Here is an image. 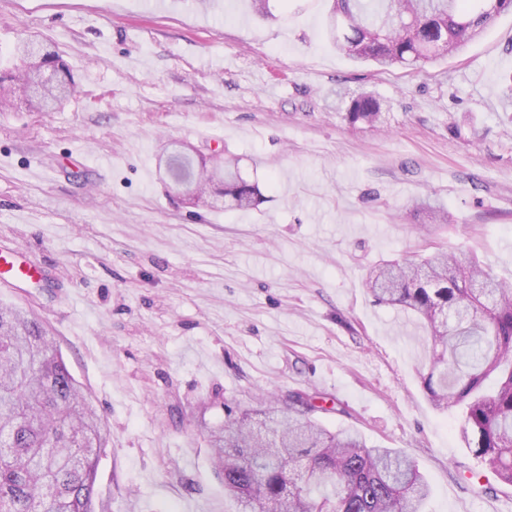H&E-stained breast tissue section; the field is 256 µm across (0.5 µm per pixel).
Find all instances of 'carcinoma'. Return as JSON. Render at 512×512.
Instances as JSON below:
<instances>
[{"label":"carcinoma","mask_w":512,"mask_h":512,"mask_svg":"<svg viewBox=\"0 0 512 512\" xmlns=\"http://www.w3.org/2000/svg\"><path fill=\"white\" fill-rule=\"evenodd\" d=\"M290 0H253L277 20ZM512 0H331L328 42L349 57L387 67L417 66L464 47ZM20 65L0 71V106L41 112L75 88L61 55L21 41ZM346 118L380 122L381 104L359 94ZM177 182L213 188L230 206L258 203L257 186L234 160L168 163ZM378 305L418 314L431 356L423 388L438 409L462 411L461 432L500 481L512 485V285L475 256L435 250L378 265L365 281ZM258 398V409L227 414L207 442L224 493L238 512H425L431 489L417 465L395 448L370 446L357 431H330L319 407L300 392L288 410ZM109 432L35 315L0 306V512H95L97 459Z\"/></svg>","instance_id":"cac0c4a2"}]
</instances>
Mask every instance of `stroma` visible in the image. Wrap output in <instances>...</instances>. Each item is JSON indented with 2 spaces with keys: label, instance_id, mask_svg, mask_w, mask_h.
<instances>
[{
  "label": "stroma",
  "instance_id": "obj_1",
  "mask_svg": "<svg viewBox=\"0 0 512 512\" xmlns=\"http://www.w3.org/2000/svg\"><path fill=\"white\" fill-rule=\"evenodd\" d=\"M153 2L0 0V59L34 35L75 81L55 109L0 110V242L46 272L0 305L42 318L107 425L95 512H237L204 435L267 392L403 451L426 512H512L460 409L423 390L421 320L362 286L434 243L512 278V13L462 52L382 68L329 44L328 0L274 23L251 0ZM361 92L382 126L347 121ZM175 150L237 158L259 205L193 203Z\"/></svg>",
  "mask_w": 512,
  "mask_h": 512
}]
</instances>
